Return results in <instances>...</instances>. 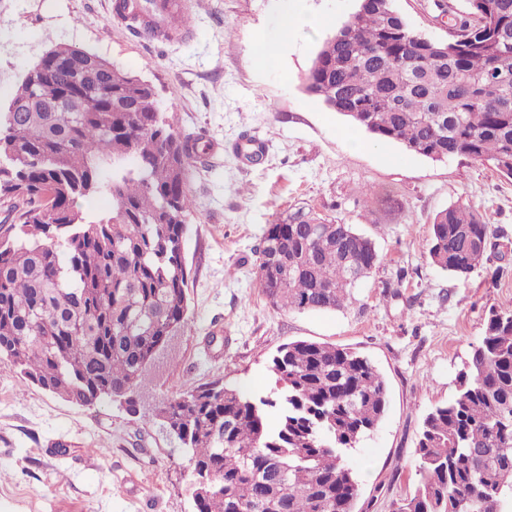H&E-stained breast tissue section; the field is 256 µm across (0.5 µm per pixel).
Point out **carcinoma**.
<instances>
[{
    "label": "carcinoma",
    "mask_w": 512,
    "mask_h": 512,
    "mask_svg": "<svg viewBox=\"0 0 512 512\" xmlns=\"http://www.w3.org/2000/svg\"><path fill=\"white\" fill-rule=\"evenodd\" d=\"M445 40L409 28L393 0H360L317 51L304 89L378 139L466 157L512 177V0H466ZM19 111L14 112L12 108ZM151 82L76 45L56 46L0 107V362L79 406L137 412L162 350L188 326L184 238L195 159ZM108 189L103 215L76 207ZM492 225L470 204L439 211L426 252L467 277ZM258 282L274 306L344 307L376 266L352 225L298 211L269 224ZM255 399L215 381L151 416L188 456L196 512H354L351 452L387 408L366 356L296 340ZM276 414L267 419V409ZM418 482L394 512H512V311H489L457 393L424 418Z\"/></svg>",
    "instance_id": "obj_1"
}]
</instances>
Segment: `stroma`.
Instances as JSON below:
<instances>
[{
	"instance_id": "35a3bbf8",
	"label": "stroma",
	"mask_w": 512,
	"mask_h": 512,
	"mask_svg": "<svg viewBox=\"0 0 512 512\" xmlns=\"http://www.w3.org/2000/svg\"><path fill=\"white\" fill-rule=\"evenodd\" d=\"M182 40L158 43L119 22L110 0H0V103L60 44L95 51L157 89L184 135H205L186 172L195 201L184 256L189 325L175 358L153 381L159 395L214 381L255 398L275 386L270 359L307 340L368 357L388 386L386 413L351 453L355 512H393L418 480L423 420L456 391L490 310H512V178L474 160L431 161L383 143L307 94L303 79L323 42L359 0H186ZM417 32L448 36L431 0H395ZM300 22L273 66L259 38L285 9ZM265 142L250 162L234 151ZM470 203L493 234L468 278L425 253L435 214ZM310 211L369 237L379 255L344 308L288 312L258 284L267 225ZM188 458L163 428L112 401L70 403L23 384L0 362V512H196Z\"/></svg>"
}]
</instances>
